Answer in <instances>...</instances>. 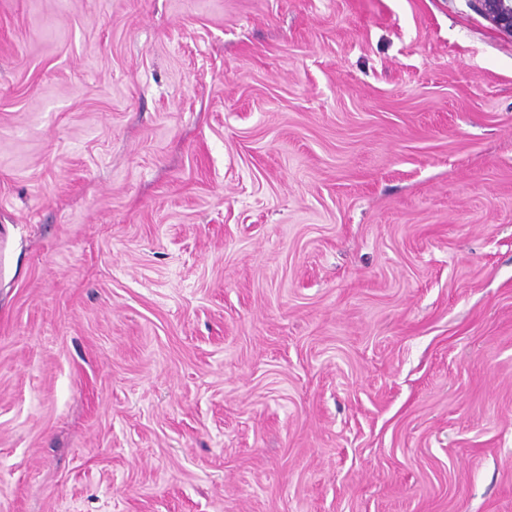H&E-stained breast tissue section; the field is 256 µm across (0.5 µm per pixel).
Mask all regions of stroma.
Wrapping results in <instances>:
<instances>
[{
	"mask_svg": "<svg viewBox=\"0 0 512 512\" xmlns=\"http://www.w3.org/2000/svg\"><path fill=\"white\" fill-rule=\"evenodd\" d=\"M0 247V512H512L472 0H0Z\"/></svg>",
	"mask_w": 512,
	"mask_h": 512,
	"instance_id": "35a3bbf8",
	"label": "stroma"
}]
</instances>
